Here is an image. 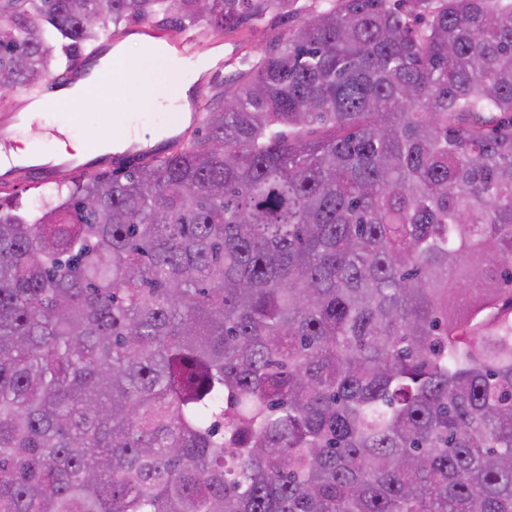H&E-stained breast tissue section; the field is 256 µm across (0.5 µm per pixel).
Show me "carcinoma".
Masks as SVG:
<instances>
[{
	"label": "carcinoma",
	"mask_w": 512,
	"mask_h": 512,
	"mask_svg": "<svg viewBox=\"0 0 512 512\" xmlns=\"http://www.w3.org/2000/svg\"><path fill=\"white\" fill-rule=\"evenodd\" d=\"M324 2L175 151L0 198V512H512V0ZM296 4L0 0V74Z\"/></svg>",
	"instance_id": "carcinoma-1"
}]
</instances>
